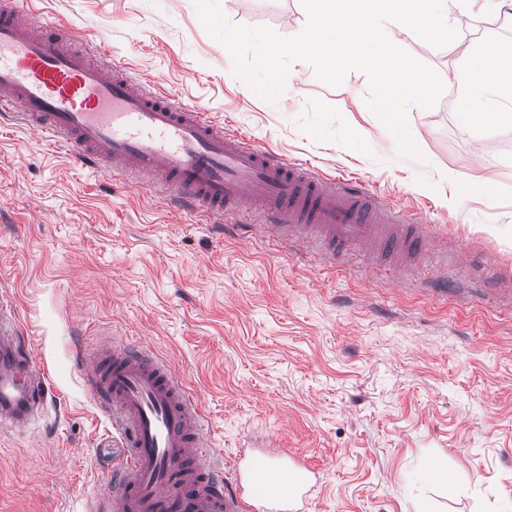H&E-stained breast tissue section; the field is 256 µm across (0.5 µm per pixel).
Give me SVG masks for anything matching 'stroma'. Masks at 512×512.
<instances>
[{"instance_id":"35a3bbf8","label":"stroma","mask_w":512,"mask_h":512,"mask_svg":"<svg viewBox=\"0 0 512 512\" xmlns=\"http://www.w3.org/2000/svg\"><path fill=\"white\" fill-rule=\"evenodd\" d=\"M232 23L284 36L300 0H219ZM36 21L103 45L114 64L288 160L362 181L418 215L433 241L412 270L329 263L82 166L0 123V295L49 373L43 408L0 421V512H93L121 439L87 392L81 359L142 344L201 403L219 458L280 448L320 473L311 512H512V123L473 124L456 75L512 42V22L452 9L459 35L405 49L445 91L411 106L422 160H400L368 109V79L320 81L291 64L258 97L194 0H27ZM456 182H448V173ZM486 182L490 194L475 189Z\"/></svg>"}]
</instances>
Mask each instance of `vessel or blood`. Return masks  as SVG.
Returning <instances> with one entry per match:
<instances>
[{
	"label": "vessel or blood",
	"mask_w": 512,
	"mask_h": 512,
	"mask_svg": "<svg viewBox=\"0 0 512 512\" xmlns=\"http://www.w3.org/2000/svg\"><path fill=\"white\" fill-rule=\"evenodd\" d=\"M0 0V114L82 165L169 194L174 211L247 214L306 249H402L401 216L356 180L287 161L225 134L201 109L161 95L52 22H26ZM0 302V420L43 405L48 377ZM87 390L121 436L124 465L95 512H308L315 475L293 455L215 463L201 405L141 345L82 362Z\"/></svg>",
	"instance_id": "b4317fda"
}]
</instances>
